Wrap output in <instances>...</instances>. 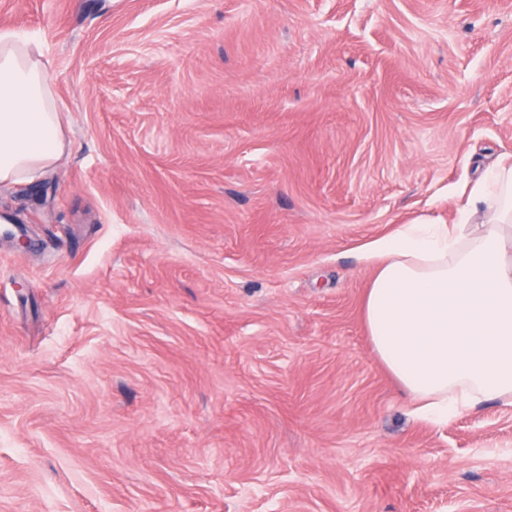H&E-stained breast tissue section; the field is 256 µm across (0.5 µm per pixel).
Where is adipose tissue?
Wrapping results in <instances>:
<instances>
[{"mask_svg": "<svg viewBox=\"0 0 512 512\" xmlns=\"http://www.w3.org/2000/svg\"><path fill=\"white\" fill-rule=\"evenodd\" d=\"M42 39L0 33V184L28 181L67 146ZM364 304L377 357L417 413L512 403V156L474 182L451 224L372 243Z\"/></svg>", "mask_w": 512, "mask_h": 512, "instance_id": "1", "label": "adipose tissue"}]
</instances>
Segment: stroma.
Segmentation results:
<instances>
[{
	"instance_id": "stroma-1",
	"label": "stroma",
	"mask_w": 512,
	"mask_h": 512,
	"mask_svg": "<svg viewBox=\"0 0 512 512\" xmlns=\"http://www.w3.org/2000/svg\"><path fill=\"white\" fill-rule=\"evenodd\" d=\"M1 31L44 40L67 148L0 186V512H512V405L417 415L361 258L512 153V0H0Z\"/></svg>"
}]
</instances>
